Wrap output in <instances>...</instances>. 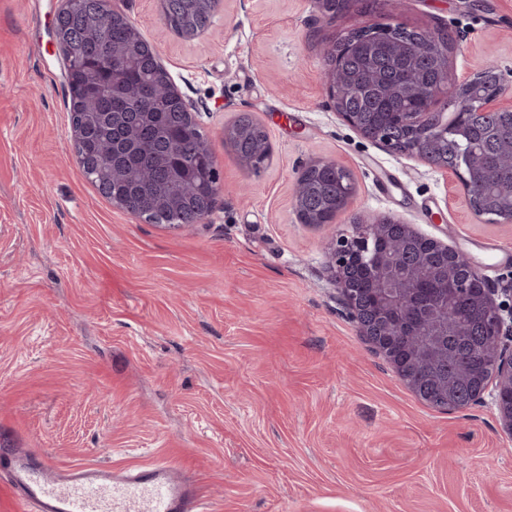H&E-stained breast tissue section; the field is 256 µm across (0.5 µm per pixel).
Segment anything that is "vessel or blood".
I'll return each instance as SVG.
<instances>
[{"mask_svg": "<svg viewBox=\"0 0 512 512\" xmlns=\"http://www.w3.org/2000/svg\"><path fill=\"white\" fill-rule=\"evenodd\" d=\"M206 501L172 460L61 469L28 448L0 450V512H203Z\"/></svg>", "mask_w": 512, "mask_h": 512, "instance_id": "obj_1", "label": "vessel or blood"}]
</instances>
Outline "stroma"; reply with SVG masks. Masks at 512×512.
I'll use <instances>...</instances> for the list:
<instances>
[{
	"mask_svg": "<svg viewBox=\"0 0 512 512\" xmlns=\"http://www.w3.org/2000/svg\"><path fill=\"white\" fill-rule=\"evenodd\" d=\"M157 49L218 162L201 224L116 209L75 158L62 0H0V448L59 466L172 459L218 512H512V437L492 393L455 412L420 401L340 304L326 246L348 218L293 209L314 159L353 178L352 213L394 216L464 255L503 311L512 223L470 209L453 171L363 138L329 106L323 51L354 25L442 26L457 79L491 58L512 81V0H223L187 40L156 0H115ZM249 113L272 157L242 168L224 128Z\"/></svg>",
	"mask_w": 512,
	"mask_h": 512,
	"instance_id": "1",
	"label": "stroma"
}]
</instances>
